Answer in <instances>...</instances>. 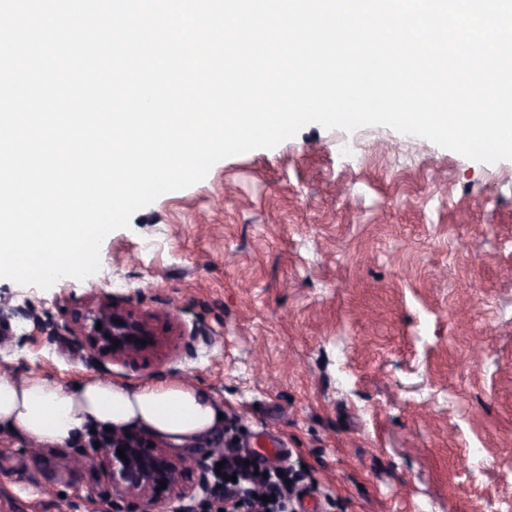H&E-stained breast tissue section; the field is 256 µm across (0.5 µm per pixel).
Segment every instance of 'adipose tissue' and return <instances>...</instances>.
I'll list each match as a JSON object with an SVG mask.
<instances>
[{"label": "adipose tissue", "instance_id": "ef3b65f1", "mask_svg": "<svg viewBox=\"0 0 512 512\" xmlns=\"http://www.w3.org/2000/svg\"><path fill=\"white\" fill-rule=\"evenodd\" d=\"M221 412L214 398L179 379L133 389L88 377L66 389L41 376L0 375V430L47 448L105 427L192 445L221 427Z\"/></svg>", "mask_w": 512, "mask_h": 512}]
</instances>
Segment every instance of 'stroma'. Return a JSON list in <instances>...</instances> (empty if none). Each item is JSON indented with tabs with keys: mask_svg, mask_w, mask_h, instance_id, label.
<instances>
[{
	"mask_svg": "<svg viewBox=\"0 0 512 512\" xmlns=\"http://www.w3.org/2000/svg\"><path fill=\"white\" fill-rule=\"evenodd\" d=\"M100 262L47 290L0 278V373L196 385L224 424L172 456L302 470L296 512H512V161L309 124L136 211ZM95 293L192 339L92 362L66 326ZM103 434L1 431L0 512H112Z\"/></svg>",
	"mask_w": 512,
	"mask_h": 512,
	"instance_id": "stroma-1",
	"label": "stroma"
}]
</instances>
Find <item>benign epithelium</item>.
Wrapping results in <instances>:
<instances>
[{"instance_id": "7a95c632", "label": "benign epithelium", "mask_w": 512, "mask_h": 512, "mask_svg": "<svg viewBox=\"0 0 512 512\" xmlns=\"http://www.w3.org/2000/svg\"><path fill=\"white\" fill-rule=\"evenodd\" d=\"M163 319L175 322L167 311L142 313L102 294L75 311L71 333L81 339L90 357L125 364L163 344L168 335L159 328ZM119 449L126 459L118 456ZM200 465L202 461L194 458L171 456L138 432L114 430L99 448V468L112 486V500H132L135 512H161L170 502L192 496L187 477Z\"/></svg>"}]
</instances>
